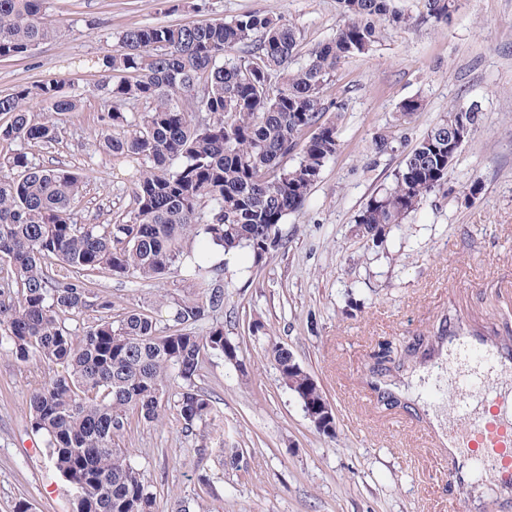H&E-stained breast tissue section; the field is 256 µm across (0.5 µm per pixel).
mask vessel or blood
<instances>
[{"mask_svg":"<svg viewBox=\"0 0 512 512\" xmlns=\"http://www.w3.org/2000/svg\"><path fill=\"white\" fill-rule=\"evenodd\" d=\"M448 349L428 384L433 404L453 399L449 418L433 415L432 426L451 464L450 481L467 488L490 474L504 505L512 506V385L494 382L512 370V337L489 336L464 323H449Z\"/></svg>","mask_w":512,"mask_h":512,"instance_id":"obj_1","label":"vessel or blood"}]
</instances>
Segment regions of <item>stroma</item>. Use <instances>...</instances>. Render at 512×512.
Wrapping results in <instances>:
<instances>
[{
	"mask_svg": "<svg viewBox=\"0 0 512 512\" xmlns=\"http://www.w3.org/2000/svg\"><path fill=\"white\" fill-rule=\"evenodd\" d=\"M58 38L32 56L0 59V94L58 81L82 100L52 151L37 162L86 178L78 223L106 224L134 205L129 162L100 154L101 102L90 89L91 59L116 53L144 24L231 19L252 11L296 27L301 50L335 34L346 18L337 0H193L161 12L157 0H49ZM409 27H385L367 54L342 59L324 91L339 120L340 147L305 205L280 226L281 247L262 263L238 251L218 278L224 308L212 323L239 348L238 363L205 357L195 383L216 418L210 440L186 434L173 402L159 422H132L119 444L141 470L160 512L185 498L192 512H504L493 488L448 482V465L427 434L428 364L419 353L442 325L463 319L490 336H512V0H459L448 22L422 19L421 0H399ZM423 108L400 118V103ZM478 104L483 122L460 148L443 184L379 242L357 224L372 196L391 184L410 151L454 105ZM387 136L388 150L375 140ZM478 192H471V184ZM97 291L113 315L140 310L167 324V299L193 295L179 277L139 281L100 273ZM397 346L402 368L387 373L394 394L366 380L378 346ZM290 350L324 393L336 420L319 433L272 363ZM51 365H20L0 349V512H73L74 495L29 423V394ZM240 453L232 463L230 451Z\"/></svg>",
	"mask_w": 512,
	"mask_h": 512,
	"instance_id": "1",
	"label": "stroma"
}]
</instances>
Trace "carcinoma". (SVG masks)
I'll use <instances>...</instances> for the list:
<instances>
[{"instance_id":"obj_1","label":"carcinoma","mask_w":512,"mask_h":512,"mask_svg":"<svg viewBox=\"0 0 512 512\" xmlns=\"http://www.w3.org/2000/svg\"><path fill=\"white\" fill-rule=\"evenodd\" d=\"M397 0H338L347 23L296 62V28L260 11L191 25H142L122 34L123 51L105 57L91 94L102 101L98 145L112 160L138 164L135 206L115 224H79L74 202L85 181L36 162L15 144L55 147L60 129L38 121L36 99L55 115L80 100L53 80L0 95V348L16 361L60 367L31 392L29 422L55 471L72 487L77 512H157L156 496L118 440L130 419L159 421L171 383L177 414L193 435L212 420L211 400L195 385L206 355L238 362L237 345L215 325H192L224 306L209 279V251L247 249L260 263L281 245L279 226L299 210L339 147L338 120L324 89L341 59L365 54L383 25L409 26ZM426 19L446 22L458 0H424ZM60 32L48 0H0V57H28ZM476 105L452 107L408 154L392 184L357 216L372 239L418 210L448 173V128ZM292 164H287L288 158ZM198 237L202 248H185ZM142 281L181 276L198 293L175 300L172 325L141 311L112 318V301L92 276ZM99 317L72 330L66 321ZM320 417L321 389L293 390Z\"/></svg>"}]
</instances>
